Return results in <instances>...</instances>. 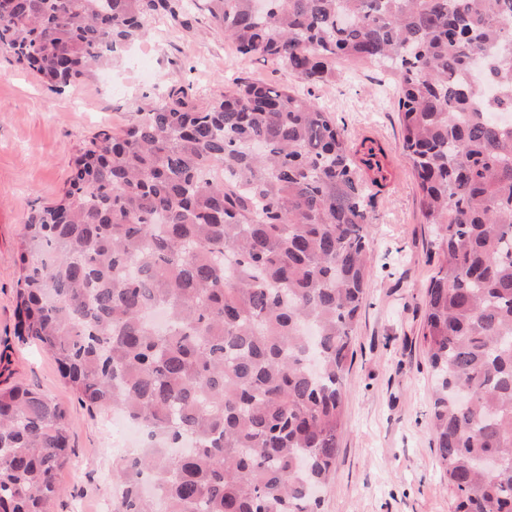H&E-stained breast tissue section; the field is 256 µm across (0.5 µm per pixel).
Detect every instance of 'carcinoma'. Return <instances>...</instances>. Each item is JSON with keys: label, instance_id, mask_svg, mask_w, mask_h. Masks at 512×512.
<instances>
[{"label": "carcinoma", "instance_id": "cac0c4a2", "mask_svg": "<svg viewBox=\"0 0 512 512\" xmlns=\"http://www.w3.org/2000/svg\"><path fill=\"white\" fill-rule=\"evenodd\" d=\"M188 0H8L0 49L63 92ZM301 80L397 70L401 149L437 264L422 339L455 512H512V0H205ZM306 95L172 92L75 158L22 243L20 335L90 409L148 435L113 512H321L366 288L369 152ZM0 355V512H48L66 411ZM494 457L495 471L480 463Z\"/></svg>", "mask_w": 512, "mask_h": 512}]
</instances>
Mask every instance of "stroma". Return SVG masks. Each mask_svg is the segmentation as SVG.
<instances>
[{
	"label": "stroma",
	"instance_id": "stroma-1",
	"mask_svg": "<svg viewBox=\"0 0 512 512\" xmlns=\"http://www.w3.org/2000/svg\"><path fill=\"white\" fill-rule=\"evenodd\" d=\"M240 80L311 91L352 143L368 137L385 149L387 179L371 200L367 288L346 378L341 451L322 512H454L430 426L432 376L422 341L433 229L400 149L392 94L399 76L340 60L334 78L307 84L283 63L238 54L204 8L153 22L138 51L61 94L0 51V352L12 379L46 394L71 423L72 453L56 475L62 493L50 512H112L113 474L125 450L113 412L82 406L50 354L18 335L28 218L63 195L73 158L100 132L120 131L171 90L205 107Z\"/></svg>",
	"mask_w": 512,
	"mask_h": 512
}]
</instances>
